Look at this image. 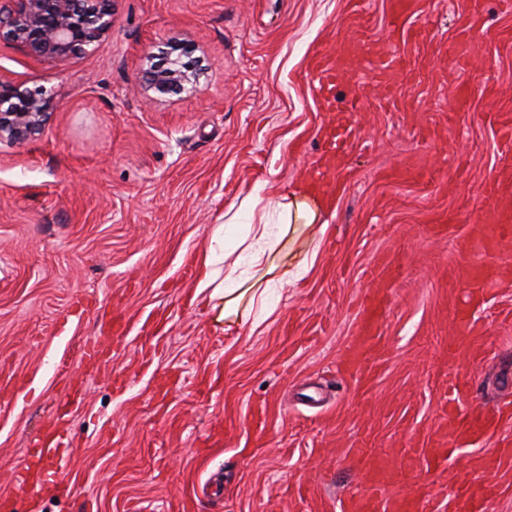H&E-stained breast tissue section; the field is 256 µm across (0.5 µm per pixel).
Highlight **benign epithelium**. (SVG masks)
Here are the masks:
<instances>
[{"label":"benign epithelium","instance_id":"obj_1","mask_svg":"<svg viewBox=\"0 0 512 512\" xmlns=\"http://www.w3.org/2000/svg\"><path fill=\"white\" fill-rule=\"evenodd\" d=\"M113 0H0V39L18 43L38 59L65 61L99 41L112 28ZM158 92L179 90L191 77L176 68L143 75ZM51 97L0 80V139L23 143L47 117Z\"/></svg>","mask_w":512,"mask_h":512}]
</instances>
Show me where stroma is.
<instances>
[{
  "label": "stroma",
  "mask_w": 512,
  "mask_h": 512,
  "mask_svg": "<svg viewBox=\"0 0 512 512\" xmlns=\"http://www.w3.org/2000/svg\"><path fill=\"white\" fill-rule=\"evenodd\" d=\"M431 39L388 27L387 0H115L112 29L57 62L0 40V78L53 94L42 130L0 140V497L11 512H341L364 444L395 470L441 436L442 387L512 403V265L469 305L463 241L484 189L512 183L493 113L512 114V0H422ZM352 39L325 111L314 48ZM188 44L195 88L160 94L149 56ZM407 68L378 77L364 48ZM389 83L393 98L381 85ZM355 111H348L349 101ZM346 157L307 276L255 333L227 335L195 298L211 225L261 183L283 188ZM429 168L432 183L392 181ZM448 232L433 233L438 216ZM388 289L369 387L338 373L359 312ZM477 329L447 356L456 307ZM98 342L100 356L83 349ZM65 438L38 493L16 481L55 417ZM512 424L404 491L450 501L512 471L481 467Z\"/></svg>",
  "instance_id": "1"
}]
</instances>
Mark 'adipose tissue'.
Returning <instances> with one entry per match:
<instances>
[{"label":"adipose tissue","mask_w":512,"mask_h":512,"mask_svg":"<svg viewBox=\"0 0 512 512\" xmlns=\"http://www.w3.org/2000/svg\"><path fill=\"white\" fill-rule=\"evenodd\" d=\"M306 184L281 194L256 186L227 221L211 225L195 288L225 331H256L277 310V288L301 279L315 254L282 268L281 244L293 233V218L316 224L318 207L308 201Z\"/></svg>","instance_id":"adipose-tissue-1"}]
</instances>
